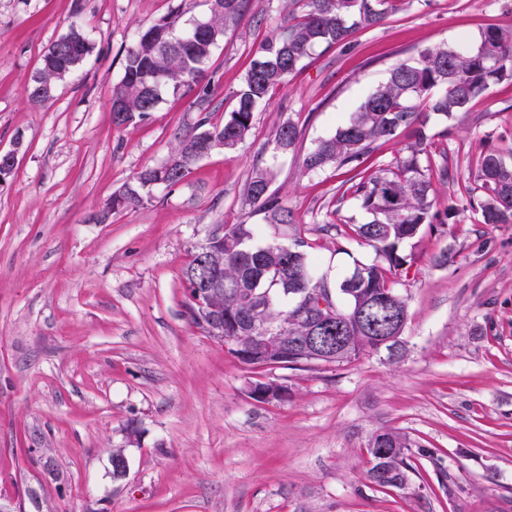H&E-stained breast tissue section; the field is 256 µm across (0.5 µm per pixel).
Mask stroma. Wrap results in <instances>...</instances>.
Here are the masks:
<instances>
[{"label": "stroma", "mask_w": 512, "mask_h": 512, "mask_svg": "<svg viewBox=\"0 0 512 512\" xmlns=\"http://www.w3.org/2000/svg\"><path fill=\"white\" fill-rule=\"evenodd\" d=\"M283 6L250 0L227 28L205 107L168 94L149 119L118 127L112 85L136 30L176 11L203 16L206 0H0V153L19 151L0 186V505L11 512H512V224L481 223L461 199L481 153L512 157V80L430 118L448 132L453 176L433 193L448 220L402 246L415 263L396 285L409 312L399 358L254 372L188 319L182 276L195 247L242 221L257 245L304 240L334 283L375 263L371 246L321 232L369 216L334 170L304 172V155L395 64L512 31V0H405L352 49L316 47L257 107L234 155L216 151L173 191L92 220L201 110L223 120ZM75 19L95 49L33 106L25 88ZM288 121L302 137L274 152ZM261 167L293 224L267 223L246 201ZM443 251L447 264H433ZM256 382L288 394L256 401ZM389 428L433 451L412 457L406 490L366 475L368 439ZM116 448L129 461L121 480Z\"/></svg>", "instance_id": "1"}]
</instances>
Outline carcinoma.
<instances>
[{
  "instance_id": "1",
  "label": "carcinoma",
  "mask_w": 512,
  "mask_h": 512,
  "mask_svg": "<svg viewBox=\"0 0 512 512\" xmlns=\"http://www.w3.org/2000/svg\"><path fill=\"white\" fill-rule=\"evenodd\" d=\"M209 12L201 18L181 21L182 14L162 17L138 30L124 56L122 75L112 86V104L120 110L112 116L116 126L144 120L155 111L165 94L208 95L206 65L226 28L247 11L248 0H207ZM287 18L257 48L241 87L234 92L233 108L224 121L211 122L206 113L190 131L176 138L168 158L139 171L134 181L113 196L121 200L112 210L143 205L144 191L156 186L172 189L191 171L185 160L200 144L207 152L222 149L233 153L249 136L253 114L271 91L317 46H352L353 35L380 25L397 8L396 0H286ZM93 50L80 28L51 44L42 56L40 69L25 94L41 105L53 98L58 82L74 71ZM512 80V31L486 30L476 46L463 50L438 45L421 52L412 62H401L387 80L369 95L334 135L320 140L302 162L307 173L328 168L351 174L348 191L370 215L364 224H347L337 233L348 240L372 246L380 261L355 268L351 277L336 286L339 302L333 313L341 327L342 344L321 358L297 342L310 335V324L293 320L285 301L295 296L312 278L313 263L300 241L287 251L270 241L254 246L253 225L244 221L224 228L221 254L211 263L219 267V280L209 288L210 309L202 311L193 298L186 304L190 320L208 335L224 342L238 361L250 369L268 366L271 356L279 364L296 366L317 362L336 364L380 350L375 337L391 336L388 353L400 350L408 308L394 288L397 275L409 272L412 260L400 246L419 235L425 225L444 224L448 213L434 209V181L448 183V151L437 142L448 138V129L430 132L429 113L451 118L491 84ZM400 128H411L414 140L407 154L390 166L368 174L366 157L381 141ZM299 127L279 126L271 144L276 152L296 148ZM275 173L258 168L247 181L244 195L265 214L271 224H290L292 218L271 190ZM480 194L467 191L466 202L483 224H512V165L487 151L478 160ZM266 337V349L256 337ZM372 466L369 480L379 487L409 483L411 455L431 456L428 448L411 450L401 433L386 429L368 441Z\"/></svg>"
}]
</instances>
